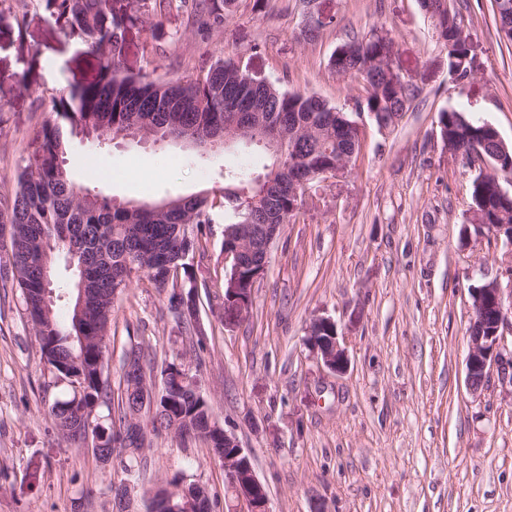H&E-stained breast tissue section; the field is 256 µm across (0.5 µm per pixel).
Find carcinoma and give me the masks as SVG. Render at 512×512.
<instances>
[{"mask_svg": "<svg viewBox=\"0 0 512 512\" xmlns=\"http://www.w3.org/2000/svg\"><path fill=\"white\" fill-rule=\"evenodd\" d=\"M60 31L78 36L99 53L93 79L68 92L51 97L49 111L56 120L36 134L38 149L18 176L10 204L0 209V282L20 288L27 314L54 381L68 379V394L56 400L49 415L58 430L70 439L89 431L106 437L105 444L121 448L133 439L127 419V404L137 395L124 388L120 425H97V419H81L80 411L111 405L109 379L98 380L104 360L115 297L129 287L133 275L144 274L154 287L170 289V309H175V288L186 294L198 288L193 267L183 260L199 247L207 224L224 221L254 225V251L244 259L245 273L264 261L263 232L266 224H286L297 207L288 198L290 179L305 176L336 153L352 149L350 130L336 116L337 108L309 93L281 90L271 83L253 87L231 61L218 58L193 82L149 81L122 69L128 30L142 15H152L173 0H39ZM230 0H179L190 10L191 21L200 30L224 23L223 3ZM497 30L512 41V0H493ZM448 53L449 72L458 81L470 74L466 38L456 12L435 23ZM364 51L331 55L329 66L340 76L366 81L363 72L374 62L370 75L376 90L355 101L364 112H403L417 96L387 77L389 64L379 60L383 37L372 31L365 36ZM239 101L235 115L224 111V100ZM138 122L162 138L175 140L194 136L200 140L222 135L232 124L247 127L254 144L270 158L263 184L247 176L227 174L224 188L179 196L159 210L150 204L135 207L96 188L74 181L66 153L70 138L97 136L125 129ZM440 130L448 151L469 156L476 143L498 149L491 124L475 120L455 109L439 115ZM497 176L482 172L471 185L474 207L489 224H512V197H504ZM62 256L70 270L69 283L54 284L46 272L47 261ZM70 305L66 323L58 317V304ZM134 356L142 377L151 372L142 349L132 346L123 361ZM160 399L155 423L176 424L183 440L203 439L212 423L211 408L203 395H195L166 377L161 370Z\"/></svg>", "mask_w": 512, "mask_h": 512, "instance_id": "obj_1", "label": "carcinoma"}]
</instances>
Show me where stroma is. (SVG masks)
Segmentation results:
<instances>
[{"label":"stroma","mask_w":512,"mask_h":512,"mask_svg":"<svg viewBox=\"0 0 512 512\" xmlns=\"http://www.w3.org/2000/svg\"><path fill=\"white\" fill-rule=\"evenodd\" d=\"M464 21L470 75L458 81L418 0H319L328 21L304 35L299 0H235L223 26L198 30L186 11L141 16L127 34L124 71L189 81L217 57L254 79L316 94L354 112L362 83L336 75L330 55L369 33L395 44L393 67L418 90L394 130L369 117L346 177L303 196L272 247L249 314L224 309V227H204L194 255L196 351L168 293L134 278L112 307L105 371L118 381L123 351L141 345L154 369L178 361L196 377L215 419L253 457L272 512H512V384L474 395L465 358L472 286L501 277L512 249L476 230L478 170L449 152L438 124L455 108L492 124L512 145V43L500 40L490 0H451ZM97 55L60 32L39 0L0 10V198L14 193L52 117L51 95L92 79ZM28 72L29 85L15 76ZM103 168L121 174L105 194L158 202L224 186L225 169L253 176L267 155L245 141L196 151L174 141L102 143ZM332 317L350 368L340 376L303 344L309 323ZM64 394L17 287H0V512H132L181 474L224 498V470L203 441L149 435L144 468L104 466L70 444L48 410Z\"/></svg>","instance_id":"35a3bbf8"}]
</instances>
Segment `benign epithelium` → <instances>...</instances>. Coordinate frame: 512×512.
I'll list each match as a JSON object with an SVG mask.
<instances>
[{
	"label": "benign epithelium",
	"instance_id": "7a95c632",
	"mask_svg": "<svg viewBox=\"0 0 512 512\" xmlns=\"http://www.w3.org/2000/svg\"><path fill=\"white\" fill-rule=\"evenodd\" d=\"M353 154L346 153L336 163L320 172L324 179H339L348 171ZM473 164L486 173L500 172L503 160L487 154L477 144L470 152ZM253 225H237L235 245L224 247V306L237 313H246L252 306L256 283L264 276L267 265L250 274H242V256L251 250ZM471 298L470 326L480 332H469V351L466 357V383L472 394L479 393L490 374L512 369V348L505 341L504 331H512V317L505 306L512 307V287H502L493 279L469 288ZM304 344L329 372L342 375L350 364L343 337L339 336L335 320L329 317L315 319L308 328ZM158 387L144 388L143 408L133 413L132 423L141 424L146 409H155ZM224 512H271L266 487L258 479L250 452L243 448L234 433L224 431ZM211 498L203 490L196 496H186L174 512H210Z\"/></svg>",
	"mask_w": 512,
	"mask_h": 512
}]
</instances>
